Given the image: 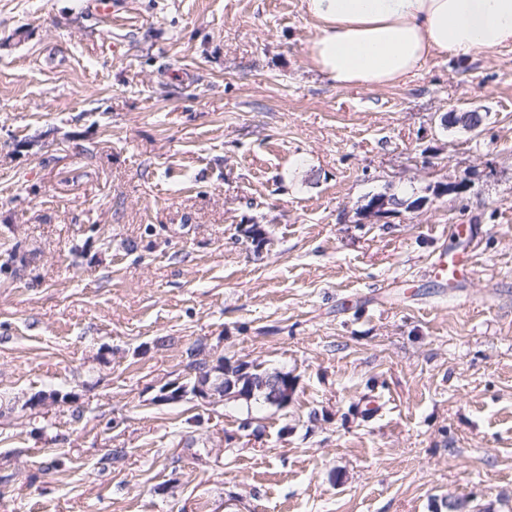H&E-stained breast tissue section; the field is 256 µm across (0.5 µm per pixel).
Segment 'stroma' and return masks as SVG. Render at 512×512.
I'll use <instances>...</instances> for the list:
<instances>
[{"mask_svg": "<svg viewBox=\"0 0 512 512\" xmlns=\"http://www.w3.org/2000/svg\"><path fill=\"white\" fill-rule=\"evenodd\" d=\"M110 8L0 0V512H512V46L365 90L303 0ZM199 344L288 406L156 400Z\"/></svg>", "mask_w": 512, "mask_h": 512, "instance_id": "stroma-1", "label": "stroma"}]
</instances>
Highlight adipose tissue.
I'll return each instance as SVG.
<instances>
[{
    "label": "adipose tissue",
    "instance_id": "obj_1",
    "mask_svg": "<svg viewBox=\"0 0 512 512\" xmlns=\"http://www.w3.org/2000/svg\"><path fill=\"white\" fill-rule=\"evenodd\" d=\"M316 68L366 90L407 79L433 56L512 46V0H304Z\"/></svg>",
    "mask_w": 512,
    "mask_h": 512
}]
</instances>
